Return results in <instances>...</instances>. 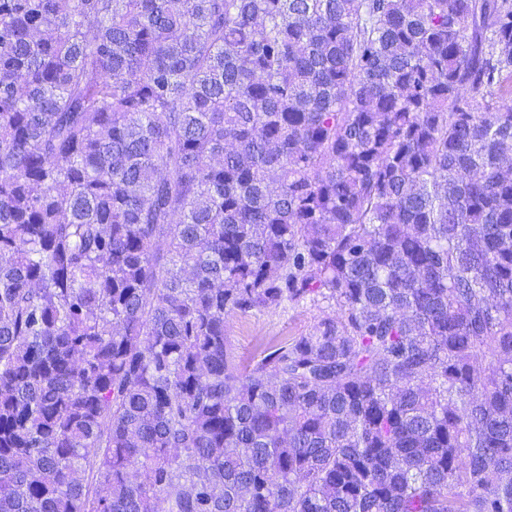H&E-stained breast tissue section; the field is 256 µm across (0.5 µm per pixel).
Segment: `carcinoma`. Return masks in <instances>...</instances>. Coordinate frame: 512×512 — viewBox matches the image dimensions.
I'll return each mask as SVG.
<instances>
[{
	"instance_id": "obj_1",
	"label": "carcinoma",
	"mask_w": 512,
	"mask_h": 512,
	"mask_svg": "<svg viewBox=\"0 0 512 512\" xmlns=\"http://www.w3.org/2000/svg\"><path fill=\"white\" fill-rule=\"evenodd\" d=\"M510 95L512 0H0V512H512ZM332 310L326 303L302 302L288 303L276 310L254 311L245 317L229 315L225 323L227 345L235 356L251 358L286 337L308 334Z\"/></svg>"
}]
</instances>
